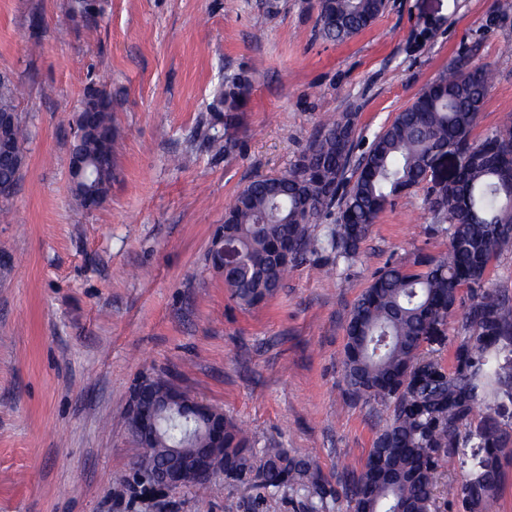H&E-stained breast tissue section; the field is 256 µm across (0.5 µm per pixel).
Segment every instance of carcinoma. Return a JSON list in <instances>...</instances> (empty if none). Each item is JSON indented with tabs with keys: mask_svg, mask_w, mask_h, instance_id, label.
Here are the masks:
<instances>
[{
	"mask_svg": "<svg viewBox=\"0 0 512 512\" xmlns=\"http://www.w3.org/2000/svg\"><path fill=\"white\" fill-rule=\"evenodd\" d=\"M385 9V0H318L322 38L343 42L368 27ZM493 74L486 67L451 71L429 83L352 161V114L326 120L294 164L277 175L259 176L243 188L224 214L232 247L224 287L241 306L273 297L299 264L323 253L332 264L352 265L379 214L395 197L427 176L428 157L451 147L468 159L446 187L434 186L426 204L435 223L431 236L448 238V251L418 248L386 263L357 297L346 326L343 350L347 393L374 401L389 420L373 442L364 467L343 476L345 512H437L440 469L454 448L471 442L482 449L469 476L453 495L460 512H487L499 491L502 460L512 448V422L489 416L502 396H512V368L501 364L512 353V294L489 287L494 259L512 253V181L498 161L512 162V122L480 140L470 138ZM247 79L224 75V88L211 104L224 113V149L246 93ZM19 88L0 78V114L13 117L4 151L0 137V187L15 190L22 171L13 158L24 153L28 129L17 112ZM83 102L96 107V121L110 140L101 150L94 137L75 139L69 153L87 162L76 195L88 196L112 182L119 129L112 97L87 88ZM352 176H346L349 168ZM337 212V223L319 239V221ZM459 316L458 343L450 363L441 356L448 318ZM147 402L175 391L164 376L149 379ZM203 425L179 411L159 420L161 441L139 446L136 466L170 459L162 448L204 447ZM246 432L224 419V474L261 490L302 486L311 461L286 448H266L256 456ZM310 512H327L333 492L314 484Z\"/></svg>",
	"mask_w": 512,
	"mask_h": 512,
	"instance_id": "1",
	"label": "carcinoma"
}]
</instances>
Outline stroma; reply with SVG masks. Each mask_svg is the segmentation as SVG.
I'll list each match as a JSON object with an SVG mask.
<instances>
[{
    "mask_svg": "<svg viewBox=\"0 0 512 512\" xmlns=\"http://www.w3.org/2000/svg\"><path fill=\"white\" fill-rule=\"evenodd\" d=\"M503 0H388L342 43L316 32L318 0H0V77L22 84L27 165L0 213V512H302L217 477L143 504L128 478L133 382L165 371L247 430L254 450L308 456L338 489L360 471L384 414L352 399L342 365L350 309L375 270L422 247L425 204L454 158L386 208L351 266L307 261L258 306L237 304L209 251L235 195L284 171L325 117L352 112L354 155L427 84L485 66L494 81L472 130L512 121V9ZM249 90L231 149L210 105L228 73ZM112 96L121 136L112 188L79 208L68 167L84 90ZM451 453L440 512L470 473Z\"/></svg>",
    "mask_w": 512,
    "mask_h": 512,
    "instance_id": "stroma-1",
    "label": "stroma"
}]
</instances>
